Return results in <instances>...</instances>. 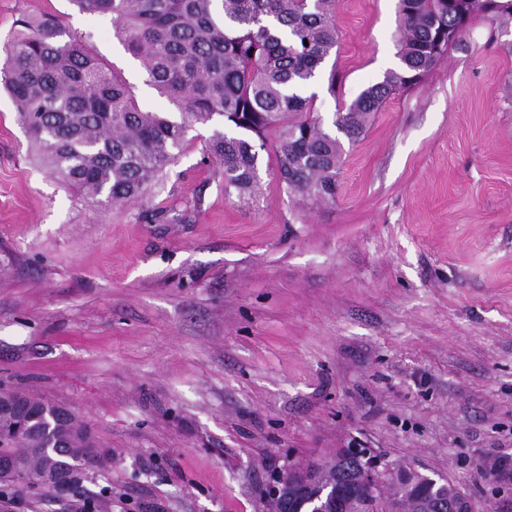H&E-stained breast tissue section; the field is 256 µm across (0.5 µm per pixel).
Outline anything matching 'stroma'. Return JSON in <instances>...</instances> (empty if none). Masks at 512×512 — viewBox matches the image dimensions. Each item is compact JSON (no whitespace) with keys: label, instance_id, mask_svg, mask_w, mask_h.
<instances>
[{"label":"stroma","instance_id":"obj_1","mask_svg":"<svg viewBox=\"0 0 512 512\" xmlns=\"http://www.w3.org/2000/svg\"><path fill=\"white\" fill-rule=\"evenodd\" d=\"M47 14L172 111L111 16L72 0H0V60ZM336 23L311 87L327 120L396 65L397 0H337ZM210 134L105 208L48 176L0 90V387L112 454L85 497L28 489L0 512H85L106 485L107 512H269L287 464L347 448L512 512L487 467L512 458V32L471 18L346 148L335 200L287 193L269 147L255 194L225 197Z\"/></svg>","mask_w":512,"mask_h":512}]
</instances>
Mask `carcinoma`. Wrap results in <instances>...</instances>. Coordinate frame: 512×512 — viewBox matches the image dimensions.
<instances>
[{
    "label": "carcinoma",
    "instance_id": "1",
    "mask_svg": "<svg viewBox=\"0 0 512 512\" xmlns=\"http://www.w3.org/2000/svg\"><path fill=\"white\" fill-rule=\"evenodd\" d=\"M84 11L112 15L116 37L141 61L146 82L173 112L143 108L120 73L109 68L60 20L24 19L0 67L29 142L48 172L73 190L110 204L138 199L183 151L196 124L213 126L206 152L224 195L245 199L260 182L258 148L274 139L275 171L293 196L336 198L343 141L366 134L383 104L419 83L470 18L507 26L512 0H471L462 19L448 0H398L399 66L364 89L325 125L306 94L339 43L336 0H75ZM45 411L31 428L0 439V454L18 461L24 479L0 482V495L57 478L83 494L87 472H104L106 456L86 427ZM361 463L341 453L320 467L336 486L330 512H362L351 487ZM460 488L401 470L381 486V512H450Z\"/></svg>",
    "mask_w": 512,
    "mask_h": 512
}]
</instances>
